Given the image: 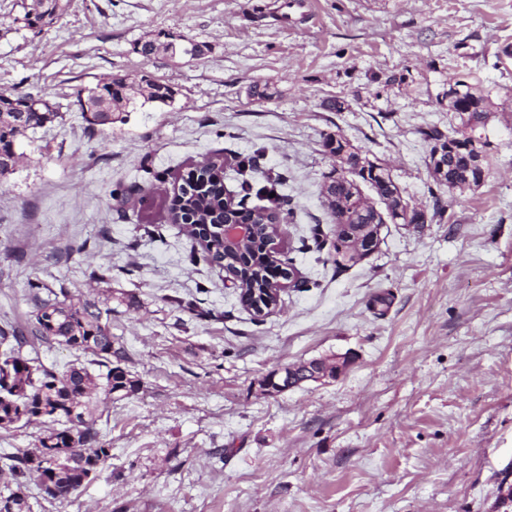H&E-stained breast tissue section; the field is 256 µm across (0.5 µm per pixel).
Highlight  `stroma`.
<instances>
[{"label": "stroma", "instance_id": "1", "mask_svg": "<svg viewBox=\"0 0 512 512\" xmlns=\"http://www.w3.org/2000/svg\"><path fill=\"white\" fill-rule=\"evenodd\" d=\"M29 2L0 0V93L61 117L0 177V328L25 326L50 289L96 298L140 383L100 411L111 455L95 479L65 500L30 487L32 512H493L512 473V57L489 62L512 44V0H308L300 16L281 0H70L40 28ZM161 31L209 51L137 53ZM470 71L491 92L496 173L436 201L418 130L447 124L448 77ZM108 74L176 96L93 133L77 97ZM256 83L274 96L250 97ZM327 133L446 218L385 225L352 267L324 262L308 244L333 227ZM256 150L295 211L280 251L312 283L263 318L164 210L209 156L238 192L235 158ZM337 355L351 359L338 378L262 388Z\"/></svg>", "mask_w": 512, "mask_h": 512}]
</instances>
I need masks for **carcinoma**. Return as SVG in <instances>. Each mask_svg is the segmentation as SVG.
Instances as JSON below:
<instances>
[{
    "label": "carcinoma",
    "mask_w": 512,
    "mask_h": 512,
    "mask_svg": "<svg viewBox=\"0 0 512 512\" xmlns=\"http://www.w3.org/2000/svg\"><path fill=\"white\" fill-rule=\"evenodd\" d=\"M170 33H159L139 43L137 52L143 57L166 50L175 55L180 47L173 45ZM166 104L173 100L171 86L153 79L142 78L137 85L123 77L109 75L86 89V102L95 109L84 117L91 131L101 129L118 120L117 112H124L136 104ZM32 103L29 112L22 115L10 109L0 110V175L12 170L11 147L4 142L8 134L25 136L28 131L41 128L60 117L58 112L47 111V103L30 93L21 95ZM448 127L428 125L419 130L429 146L428 167L432 184L428 194L435 201L434 215L442 217L440 192L478 187L494 175L491 142L486 134L490 112V91L470 74L448 79ZM322 146L341 167L343 176L336 180L333 191L323 195L324 203L334 221L333 238L322 234L320 227L312 232L316 252L327 251V260L339 268H348L366 257L357 252L356 239L361 247L377 250L381 243L384 224H426L427 212L412 209L411 202L401 189L390 168L377 158L371 159L359 149L342 143L331 134L324 136ZM442 155L434 156L436 147ZM242 176L240 198L234 207L267 224H290L294 211L283 209L276 185L262 183L257 175V155L243 157L237 163ZM184 182L191 190L172 196L166 205L167 220L182 224L191 219L203 224H219L224 219V183L201 176L187 175ZM375 197L366 195L363 188ZM264 198L266 205H251L252 198ZM264 248V227L256 229L252 245L243 252H228L218 238L202 246L206 258L230 271L240 287L262 297L266 288L267 266L257 258ZM109 309L91 298L74 300L68 293L39 299L29 326L12 332L0 330V339H13L15 346L4 354L0 363L10 365V372L0 368V429L17 423H38L47 426L37 437L33 448L16 449L3 456V467L9 471L12 486L0 495V512H31L27 485L34 484L46 497L66 499L91 481L101 464L109 457L97 428L96 412L102 404L133 393L139 389L138 381L122 367L124 356L114 347L109 325L103 316ZM34 338L45 344H58L74 348L93 356L92 364L101 368L95 373L83 364H72L59 371L46 366L37 357L22 354L23 346Z\"/></svg>",
    "instance_id": "1"
}]
</instances>
